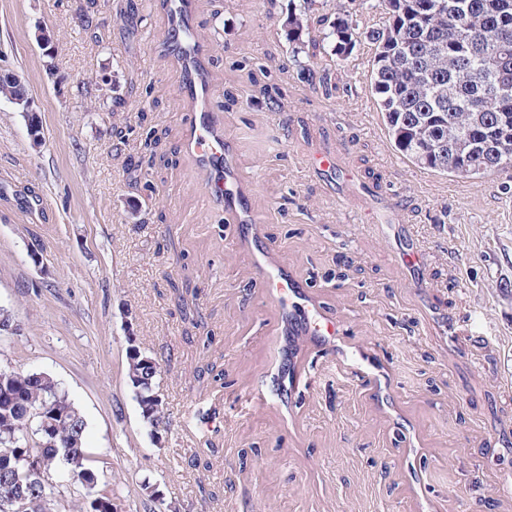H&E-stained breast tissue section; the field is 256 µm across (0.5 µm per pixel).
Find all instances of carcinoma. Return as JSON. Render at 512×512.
I'll return each mask as SVG.
<instances>
[{
  "label": "carcinoma",
  "instance_id": "1",
  "mask_svg": "<svg viewBox=\"0 0 512 512\" xmlns=\"http://www.w3.org/2000/svg\"><path fill=\"white\" fill-rule=\"evenodd\" d=\"M388 20L383 28L365 31L376 47L372 88L378 97L388 134L408 160L437 173L460 175L448 159L456 151L467 155L466 178L512 172L499 166L495 133H512V97L500 101L497 85L512 88V0H378ZM357 12L336 17L324 36L311 34L308 14L288 17V42L309 62L329 41L338 56L353 48ZM26 87L0 77V98L18 103ZM158 138L146 132L139 143L141 159L152 164ZM178 302L194 328L197 296L180 289ZM127 377L144 420L159 423L162 403L155 391L158 360L129 340ZM41 408L36 420L39 446L29 442L28 410ZM86 424L68 393L49 375L0 370V497L23 492L30 512H54L48 488L31 458L54 456L78 483L94 486L97 476L87 467Z\"/></svg>",
  "mask_w": 512,
  "mask_h": 512
}]
</instances>
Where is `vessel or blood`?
I'll list each match as a JSON object with an SVG mask.
<instances>
[{"label": "vessel or blood", "mask_w": 512, "mask_h": 512, "mask_svg": "<svg viewBox=\"0 0 512 512\" xmlns=\"http://www.w3.org/2000/svg\"><path fill=\"white\" fill-rule=\"evenodd\" d=\"M166 16L161 48L179 58L180 91L188 103L184 114L183 150L201 180L207 205L224 210V221L237 225L239 237L255 251L254 272L270 289L288 324V335L319 340L331 356H339L344 329L327 319L302 280L273 257L271 245L258 240L250 185L235 168L236 141L224 129V114L214 106L218 89L206 70L209 43L196 34V0H156Z\"/></svg>", "instance_id": "1"}]
</instances>
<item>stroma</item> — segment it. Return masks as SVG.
Returning a JSON list of instances; mask_svg holds the SVG:
<instances>
[{"instance_id":"1","label":"stroma","mask_w":512,"mask_h":512,"mask_svg":"<svg viewBox=\"0 0 512 512\" xmlns=\"http://www.w3.org/2000/svg\"><path fill=\"white\" fill-rule=\"evenodd\" d=\"M303 8L319 31L345 10L367 28L388 19L356 0H198V35L260 232L348 329L349 354L386 366L375 389L313 340L291 349L251 250L204 203L178 63L154 47L164 14L146 0H0V74L27 87L41 127L33 143L29 114L0 99V309L17 326L0 335V368L68 393L98 478L89 489L52 470L58 512L103 494L114 512H512V192L398 152L374 45L309 65L284 28ZM115 84L117 115L94 95ZM149 130L169 158L156 171L136 165ZM325 157L339 171H320ZM388 195L393 208L365 212ZM410 238L413 268L398 255ZM176 286L198 290L209 349L188 341ZM132 338L161 363L155 429L128 385ZM295 357L314 378L290 395L273 381ZM209 363L223 383L196 380ZM211 446L210 468L189 465Z\"/></svg>"}]
</instances>
